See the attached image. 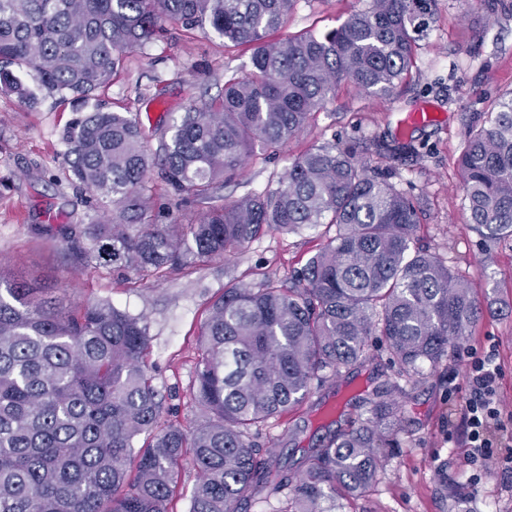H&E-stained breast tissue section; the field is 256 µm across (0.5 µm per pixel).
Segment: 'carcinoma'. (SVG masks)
Here are the masks:
<instances>
[{
    "label": "carcinoma",
    "instance_id": "carcinoma-1",
    "mask_svg": "<svg viewBox=\"0 0 512 512\" xmlns=\"http://www.w3.org/2000/svg\"><path fill=\"white\" fill-rule=\"evenodd\" d=\"M294 0H0V91L30 99L12 71L79 116L61 133L71 183L112 206L110 224H45L76 266L93 261L162 277L228 258L267 230L335 227L286 285H231L198 337L197 421L160 424L164 400L146 357L142 318L106 300L64 310L45 289L0 271V512H172L178 473L198 472L190 512H335L336 493L363 497L400 415L389 392L348 430L311 448L287 474L259 444L288 410L344 369L370 360L373 339L404 392L472 335L483 310L446 260L413 246L419 203L356 143H325L291 163L275 189L215 204L253 153L276 154L343 82L372 98L395 93L415 60L414 18L434 0H371L323 34L284 28ZM210 29L252 50L250 77L193 105L146 149L141 115L97 92L165 23ZM379 153L412 157L410 143ZM463 208L486 240L512 238V91L466 127L458 157ZM208 209L153 224L151 172Z\"/></svg>",
    "mask_w": 512,
    "mask_h": 512
}]
</instances>
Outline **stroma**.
<instances>
[{
	"mask_svg": "<svg viewBox=\"0 0 512 512\" xmlns=\"http://www.w3.org/2000/svg\"><path fill=\"white\" fill-rule=\"evenodd\" d=\"M496 2L490 13L476 0H434L417 36L415 63L392 96L375 100L342 83L303 133L270 159L247 161L219 191L230 202L276 187L295 157L327 142L392 141L401 113L420 106L442 116L439 123L412 128L417 158L388 162L387 172L398 190L420 203L417 244L440 253L460 271L488 311L459 354L400 397L399 447L384 458L370 495L345 503L342 512H512V475L464 462L463 428L448 417L469 395L473 363L492 346L500 364L498 392L512 403V240L484 242L468 223L457 168L467 125L485 119L490 101L512 90V0ZM369 3L296 0L287 30L328 31ZM250 56L248 47L228 49L214 33L170 23L149 48L130 54L100 97L116 111L173 121L221 92L226 81L246 77ZM18 77L35 89L38 102L0 93V268L54 288L65 305L103 299L144 316L153 384L171 419L194 424L190 390L196 342L211 301L236 282L255 285L267 277L288 282L323 245V237L313 230L272 232L230 259L206 261L160 281H140L96 264L72 267L61 246L40 233V225L90 219L104 224L112 213L65 179L66 146L60 134L75 116L72 103L41 89L34 70ZM394 379L385 355L379 354L352 383L329 380L314 397L330 405L354 395L368 398ZM318 424V413L306 406L282 416L272 429L276 452L289 468L318 444Z\"/></svg>",
	"mask_w": 512,
	"mask_h": 512,
	"instance_id": "stroma-1",
	"label": "stroma"
}]
</instances>
